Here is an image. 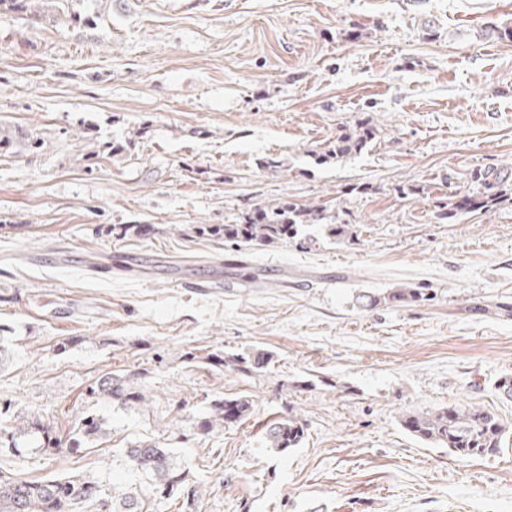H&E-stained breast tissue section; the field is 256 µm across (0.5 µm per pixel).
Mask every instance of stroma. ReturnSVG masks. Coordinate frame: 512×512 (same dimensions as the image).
Wrapping results in <instances>:
<instances>
[{
    "label": "stroma",
    "instance_id": "obj_1",
    "mask_svg": "<svg viewBox=\"0 0 512 512\" xmlns=\"http://www.w3.org/2000/svg\"><path fill=\"white\" fill-rule=\"evenodd\" d=\"M92 23L0 10V402L96 442L0 454L20 478L146 485L122 450L171 441L205 491L196 512H512V449L459 458L400 425L466 402L512 425V201L439 221L432 198L471 169H512V0H71ZM369 119L362 153L322 143ZM146 137L135 138L138 126ZM85 139H78L79 129ZM123 153L85 156L109 143ZM282 160L279 169L262 159ZM425 184L429 199L399 198ZM283 196L340 204L356 236L292 239L237 257L202 224ZM141 234L117 240L113 225ZM259 272L251 280L250 272ZM184 287H175V280ZM426 301L361 308L397 286ZM269 353L259 374L211 353ZM144 400L90 396L117 372ZM253 403L206 433L216 394ZM299 412L301 445L267 448ZM305 420L298 413L292 412L288 417L274 419L266 425L265 440L268 448L282 453L298 447L305 437ZM105 433L101 419L93 414L87 415L70 430L66 445L69 444L70 449L83 448V445L95 441Z\"/></svg>",
    "mask_w": 512,
    "mask_h": 512
}]
</instances>
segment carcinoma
<instances>
[{
    "instance_id": "carcinoma-1",
    "label": "carcinoma",
    "mask_w": 512,
    "mask_h": 512,
    "mask_svg": "<svg viewBox=\"0 0 512 512\" xmlns=\"http://www.w3.org/2000/svg\"><path fill=\"white\" fill-rule=\"evenodd\" d=\"M69 0H0V8L22 13L31 23L56 22L69 16ZM376 130L366 123L350 127L336 135L322 151L317 153L319 161L339 160L351 154L362 152L374 139ZM471 178L473 182L487 184L495 181L501 189L495 195L480 196L474 193L450 194L435 205L436 217L455 223L461 213L489 211L512 194L508 174L492 169H477ZM345 211L333 209L326 203L281 200L273 204H260L244 210L235 224L198 227L196 232L208 234L238 251L270 247L292 238L305 227L321 224L327 233L352 235L350 224L343 219ZM425 299L420 288H392L380 295L369 297V304L416 303ZM269 354L257 351L245 358L237 355L211 357L210 365L243 376L266 368ZM142 378L138 375L108 376L90 389V393L107 397L124 406L142 402ZM252 412V403L244 396L223 397L213 400L209 418L202 430L209 432L224 428L227 424L239 423ZM400 424L415 439L438 447L447 448L457 457L476 458L493 456L504 451L509 428L493 412L468 403H457L435 411H410L400 418ZM31 436L38 449L46 456L62 451V445L81 448L105 434L100 418L91 414L70 430L67 441H62L50 425L33 417L28 423ZM306 423L298 413L274 419L266 425L265 440L269 448L282 453L298 447L304 440ZM172 448L161 441H140L124 449L129 466L147 475L152 481V493L165 497L175 493H187L186 504L192 505L202 494L201 486L189 485V471L171 466ZM141 494L128 493L119 501L102 495V490L93 481L79 475H69L40 480H27L6 476L0 472V512H72L79 504H92L96 512H139Z\"/></svg>"
}]
</instances>
